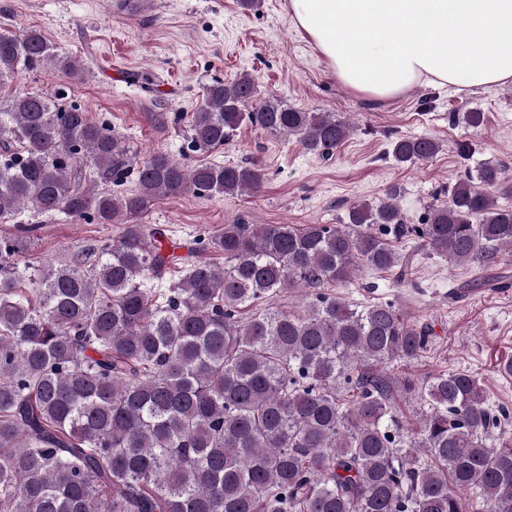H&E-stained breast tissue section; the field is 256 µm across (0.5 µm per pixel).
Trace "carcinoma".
<instances>
[{"label":"carcinoma","instance_id":"obj_1","mask_svg":"<svg viewBox=\"0 0 512 512\" xmlns=\"http://www.w3.org/2000/svg\"><path fill=\"white\" fill-rule=\"evenodd\" d=\"M47 65L78 74L40 32H0V83ZM243 126L323 157L351 132L333 112L258 99L244 72L205 89L191 148L219 149ZM441 149L400 137L389 154L416 165ZM83 158L103 184L135 172L138 190L82 187ZM502 182L483 165L419 224L395 186L341 224H226L196 240L224 265H187L140 217L162 197L257 193L261 168L139 160L78 107L14 98L0 111V217L26 207L123 230L47 266L19 260L38 225L0 239V512H512L509 411L466 371L390 374L428 350V326L327 292L359 270L407 269L390 235L488 265L512 248ZM287 292L304 294L303 314L274 306ZM397 394L419 404L414 421Z\"/></svg>","mask_w":512,"mask_h":512}]
</instances>
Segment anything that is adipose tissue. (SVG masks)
I'll return each mask as SVG.
<instances>
[{
    "mask_svg": "<svg viewBox=\"0 0 512 512\" xmlns=\"http://www.w3.org/2000/svg\"><path fill=\"white\" fill-rule=\"evenodd\" d=\"M337 79L376 99L416 84L512 83V0H288Z\"/></svg>",
    "mask_w": 512,
    "mask_h": 512,
    "instance_id": "obj_1",
    "label": "adipose tissue"
}]
</instances>
